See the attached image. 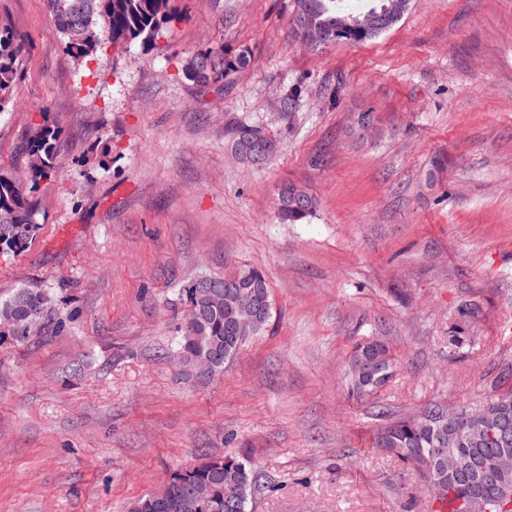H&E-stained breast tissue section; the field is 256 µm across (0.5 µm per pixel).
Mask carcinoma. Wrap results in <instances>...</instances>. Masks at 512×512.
Wrapping results in <instances>:
<instances>
[{
  "mask_svg": "<svg viewBox=\"0 0 512 512\" xmlns=\"http://www.w3.org/2000/svg\"><path fill=\"white\" fill-rule=\"evenodd\" d=\"M48 9L74 58L93 55L99 45V32L108 33L114 44L130 45L137 41L153 42L162 25L171 21V0H46ZM365 10L351 13L343 10L339 0H297L293 17L298 38L311 48H324L320 35H314L298 24L308 14L319 27L336 29V20L348 24L337 42L363 44L393 27L410 5V0H368ZM22 46L12 27L0 25V112L6 111L18 75ZM247 64L241 55L235 61L224 60L221 53L202 55L191 67L193 77L206 81L210 73L229 72ZM58 129L44 121L33 127L25 143L30 180L47 178L54 172ZM257 129L244 127L238 131L236 148L265 142ZM317 200L306 187L295 182L281 186L278 193V215L286 224H298L312 216ZM37 204L29 187L12 174L0 173V254L19 253L33 238ZM241 279L242 291L267 287L264 274L255 268H243L230 275ZM180 300L188 305L187 323L181 325L174 354L180 356L188 375L192 363L201 353L211 355V375L224 372V362L242 346L244 340L233 337L230 329L234 309L216 298L224 297V276L201 272L179 288ZM49 298L38 288H21L6 300L0 299V335L30 336L41 331ZM361 366L368 377L365 383L354 372L348 373L350 391L362 396L384 385L393 375L394 364L388 347L373 339L357 346L352 366ZM441 411L438 406L425 409L419 418L395 422L377 435V444L387 449L406 465L423 474L429 490L439 503L437 512H459L455 499L438 488L452 483L442 477L435 465L440 448H451L463 461L479 465L482 460L498 462L499 484L484 486L493 501L492 512H512L506 508L512 495V450L506 461L498 460L502 450L478 435L461 434L448 442V421L434 423L429 417ZM259 482L256 467L234 454L209 456L203 462L176 471L157 492L131 503L129 512H179L176 503L196 490L192 512H248Z\"/></svg>",
  "mask_w": 512,
  "mask_h": 512,
  "instance_id": "cac0c4a2",
  "label": "carcinoma"
}]
</instances>
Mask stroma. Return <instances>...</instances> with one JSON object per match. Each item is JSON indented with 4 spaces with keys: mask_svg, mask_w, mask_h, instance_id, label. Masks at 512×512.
Returning <instances> with one entry per match:
<instances>
[{
    "mask_svg": "<svg viewBox=\"0 0 512 512\" xmlns=\"http://www.w3.org/2000/svg\"><path fill=\"white\" fill-rule=\"evenodd\" d=\"M173 5L156 41L104 36L79 61L46 0H0L24 44L0 173L27 176L33 124L61 131L0 298L40 288L67 320L0 338V512H127L227 453L275 485L251 512H436L373 436L512 390V0H411L324 50L295 37V0ZM218 49L250 63L197 82ZM243 126L274 142L266 164L239 159ZM288 181L318 200L300 224L277 216ZM245 266L271 318L198 383L173 356L178 290ZM373 337L397 371L358 398L346 373Z\"/></svg>",
    "mask_w": 512,
    "mask_h": 512,
    "instance_id": "obj_1",
    "label": "stroma"
}]
</instances>
